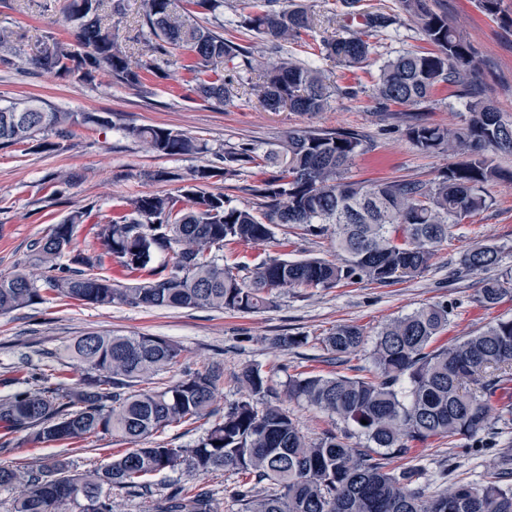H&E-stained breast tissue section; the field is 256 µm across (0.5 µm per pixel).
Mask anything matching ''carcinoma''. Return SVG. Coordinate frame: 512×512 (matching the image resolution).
I'll return each instance as SVG.
<instances>
[{
    "label": "carcinoma",
    "instance_id": "obj_1",
    "mask_svg": "<svg viewBox=\"0 0 512 512\" xmlns=\"http://www.w3.org/2000/svg\"><path fill=\"white\" fill-rule=\"evenodd\" d=\"M433 52H406L383 62L375 83L384 104L415 106L441 85L470 95L480 62L430 0H399ZM142 25L149 31L141 52L132 57L113 33L112 17L124 14V0H68L67 20L77 43L54 33L44 36L37 54L26 58L13 32L0 30V64L28 65L76 83L89 84L106 70L116 81L144 85L148 74H162L159 61L180 49L192 52L187 66L195 99L228 104L238 94L224 78V62L242 58L261 72L251 90L271 109L323 112L336 88L325 74L288 54L286 46L318 26L307 0H262L260 11L238 27L262 35L280 53L273 62L255 60L248 47L224 37V0H141ZM393 22L384 13L362 15L361 27L321 43V52L348 66L364 64L370 38ZM462 125L414 123L410 140L428 153L465 159L448 164L429 181L418 179L350 181L346 172L363 154V140L343 130L295 128L274 148L243 144L217 151V163L196 166L178 196L133 194L123 211L92 224L101 251L72 253L74 227L90 217L84 208L70 212L57 232L36 240L37 274L0 275V316L29 307L49 294L61 301L146 309H212L255 313L273 306L283 289L333 288L355 281L393 285L430 269L453 228L486 210L491 202L483 185L512 184L508 173L486 152L512 153V121L486 101L467 104ZM107 126L92 113L61 112L34 100L0 107V146L34 143L52 149L51 133L62 136L76 124ZM128 134L156 156H197L207 144L186 133L144 125ZM258 170L248 187L250 207L226 204L224 195L205 187ZM286 224L304 235L329 234L337 260L320 258L224 263V249L268 242L273 227ZM500 250L481 244L460 259L467 272H484L499 263ZM163 261L154 263L155 257ZM119 266L128 282L116 284L105 273ZM512 293V276L481 281L478 301L491 309ZM450 311L426 304L394 318L376 334L370 376L300 373L288 377V397L354 426L365 444L328 432L307 439L290 414L268 401L271 387L257 366L238 376L245 397L224 407L194 443L172 448L164 443L112 454L102 466L73 474L68 462L51 455L37 469L0 467V488H20L13 512H112L111 493L146 494L148 478L165 471L239 475L233 491L238 512H512V452L501 453L493 479L475 485L459 481L425 496L416 471L388 467V459L408 454L434 440L484 446L504 433L494 414L498 393L512 391V317L497 318L484 329L451 345L439 343ZM322 343L336 360L364 344L362 329L340 324ZM67 357L84 372L70 388L50 383L41 369L32 386L0 397V429L23 435L37 447L87 439L100 433L132 443L174 424L208 419L221 374L192 370L170 385L130 390L138 382L171 371L182 349L146 333H88L66 346ZM159 512H213L203 490L177 492Z\"/></svg>",
    "mask_w": 512,
    "mask_h": 512
}]
</instances>
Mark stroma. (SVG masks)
<instances>
[{"label": "stroma", "instance_id": "1", "mask_svg": "<svg viewBox=\"0 0 512 512\" xmlns=\"http://www.w3.org/2000/svg\"><path fill=\"white\" fill-rule=\"evenodd\" d=\"M65 0H0V28L12 31L24 55H33L43 35L52 32L72 41V27L64 18ZM434 9L447 13L470 50L482 62L475 81L482 99L504 117L512 119V27L482 14L475 0H432ZM254 0H226L224 30L237 34L240 43L254 55L274 59L270 43L253 32L237 33L241 17L253 12ZM360 10L381 11L394 18L393 24L372 39L374 50L359 68H346L325 59L318 47L322 38L338 32L345 8L343 0H314L322 25L291 44L289 50L306 63L321 69L339 87L326 111L291 112L265 107L249 90L256 72L246 70L241 59L224 65L225 77L238 84V96L229 105L204 104L190 97L184 81L188 52L170 56L162 77H148L144 87L115 82L111 74L99 72L93 83L78 84L49 73L19 72L0 65V106L29 97L41 99L68 112H91L108 120V127L73 126L58 138L54 149L31 146L0 147V274L32 268L35 258L30 245L49 234L69 211L87 208L90 223L77 225L73 247L93 252L99 243L90 231L91 222L111 217L124 197L131 194L177 193L180 180L206 161L198 157H157L146 153L124 133L125 127L155 125L195 136L213 150H229L243 143L259 148L278 144L293 128L341 129L358 133L368 148L355 158L347 177L352 181L385 178L429 180L447 167L446 155L418 149L407 135L416 121L440 125L463 123L469 116L466 101L456 88L441 86L419 105H383L373 95L379 66L396 55L426 49L417 24L399 7L397 0H360ZM175 173L170 182L148 179L150 171ZM65 171L73 175V186L52 196L49 174ZM491 200L489 209L466 218L453 230L432 267L412 280L380 286L370 283L341 284L333 288H296L281 292L273 306L252 314L208 309H145L127 305L91 307L51 297L30 307L0 317V396L22 387L18 372L45 363L60 365L59 380L69 385L80 375L77 362H62L65 345L89 332L149 333L166 337L184 350V368L220 367L224 380L217 407L242 396L237 377L249 365L259 367L274 391V402L297 420L312 440L325 432L343 433L339 420L317 412L302 402L288 399L285 385L290 375L300 372H339L363 375L370 367V352L377 331L390 320L411 313L429 303L452 307L451 323L441 342L451 344L473 334L498 317L512 316V297L495 308L478 301L482 276L459 272L462 254L478 243L497 246L499 272L512 271V185L484 184ZM276 243L249 244L227 254V262L262 260L290 255L333 258L335 248L329 236L293 238L289 226L275 228ZM292 239L288 248L278 247L281 239ZM339 324L359 326L363 346L336 365L322 339ZM307 337V345L280 349L272 340L280 335ZM128 441L101 434L72 444H51L32 448L21 444L18 435L0 433V466L38 467L42 458L57 455L73 471H85L111 452L128 448ZM512 448V431L499 435L484 448L462 450L439 439L416 448L405 456L391 458L390 467L418 468L426 494L452 487L458 481L481 484L497 470L501 452ZM236 478L228 472L205 476L168 471L152 476L151 493L142 496L126 490L113 492V512H152L177 489L197 487L209 490L215 512H238L232 499Z\"/></svg>", "mask_w": 512, "mask_h": 512}]
</instances>
